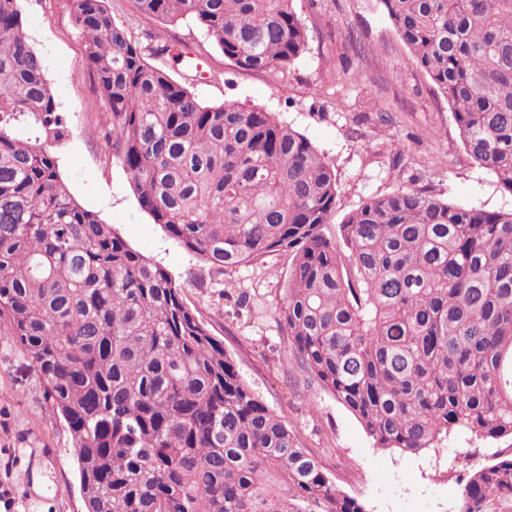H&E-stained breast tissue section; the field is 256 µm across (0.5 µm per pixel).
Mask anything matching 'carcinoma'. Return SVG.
<instances>
[{"label":"carcinoma","mask_w":512,"mask_h":512,"mask_svg":"<svg viewBox=\"0 0 512 512\" xmlns=\"http://www.w3.org/2000/svg\"><path fill=\"white\" fill-rule=\"evenodd\" d=\"M190 16L238 67L307 48L292 0H134ZM448 102L469 156L512 194V0H382ZM140 206L214 271L292 256L277 319L303 368L373 446L512 438V211L427 189L373 196L324 232L336 175L270 112L206 105L146 61L107 6L70 0ZM32 120L39 135L23 139ZM68 135L21 0H0V336L62 418L82 512H366L241 379L160 264L82 207L52 147ZM458 512H512V447Z\"/></svg>","instance_id":"obj_1"}]
</instances>
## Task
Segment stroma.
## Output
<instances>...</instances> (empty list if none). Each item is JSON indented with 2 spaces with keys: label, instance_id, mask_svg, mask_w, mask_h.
<instances>
[{
  "label": "stroma",
  "instance_id": "obj_1",
  "mask_svg": "<svg viewBox=\"0 0 512 512\" xmlns=\"http://www.w3.org/2000/svg\"><path fill=\"white\" fill-rule=\"evenodd\" d=\"M147 50L168 44L193 55L149 61L208 105L255 106L306 136L336 174L327 235L368 198L426 188L451 202L512 210V194L466 152L446 100L402 41L381 0H293L307 30L305 52L283 71H246L224 58L190 17L174 24L138 14L134 0H108ZM29 44L41 56L71 129L55 149L75 199L136 251L163 265L185 304L224 344L243 381L283 417L338 488L367 512H457L462 480L489 464L496 445L453 437L423 457L374 448L357 418L309 379L291 355L276 308L292 258L280 251L216 274L169 237L140 206L104 133L105 104L85 61L68 0H22ZM69 498H55V485ZM70 435L44 397L43 382L11 339L0 336V512H79Z\"/></svg>",
  "mask_w": 512,
  "mask_h": 512
}]
</instances>
